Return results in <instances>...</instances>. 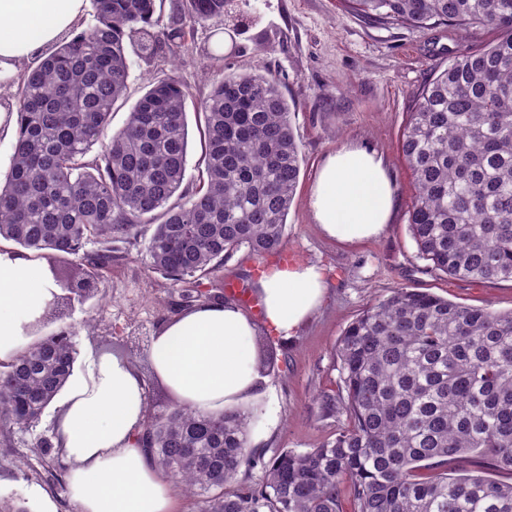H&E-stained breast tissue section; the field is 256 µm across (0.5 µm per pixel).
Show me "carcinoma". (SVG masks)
I'll return each mask as SVG.
<instances>
[{"instance_id":"carcinoma-1","label":"carcinoma","mask_w":512,"mask_h":512,"mask_svg":"<svg viewBox=\"0 0 512 512\" xmlns=\"http://www.w3.org/2000/svg\"><path fill=\"white\" fill-rule=\"evenodd\" d=\"M228 2L184 0L165 24L164 0H92L95 25L21 77L0 239L46 259L65 303L97 293L112 244L141 224L154 225L152 269L175 286L194 279L197 302L212 299L202 280L237 252H279L303 157L275 76L230 72L214 55L222 77L196 112L204 169L182 203H170L186 176L190 93L180 77L153 84L111 131L128 52L179 48ZM343 2L372 22L497 33L424 86L401 151L419 257L455 279L512 281V0ZM93 241L101 249L90 255ZM337 356L345 395L325 405L349 426L334 440L266 461L249 447L253 412L174 403L143 422L153 463L199 497V512H340L344 487L352 512H512V483L448 471L471 454L512 471V311L396 288L350 323ZM75 361L60 328L0 364L1 444L39 419ZM257 464L259 486L234 488Z\"/></svg>"}]
</instances>
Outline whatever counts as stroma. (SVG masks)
Here are the masks:
<instances>
[{
    "instance_id": "1",
    "label": "stroma",
    "mask_w": 512,
    "mask_h": 512,
    "mask_svg": "<svg viewBox=\"0 0 512 512\" xmlns=\"http://www.w3.org/2000/svg\"><path fill=\"white\" fill-rule=\"evenodd\" d=\"M495 37L482 27L440 25L420 31L366 21L341 0H230L223 17L196 26L184 47L146 61L132 58L126 99L112 116L120 129L143 94L166 74L187 85L186 111L195 114L216 74L210 55L222 53L238 72L263 69L280 81L303 156L289 210L282 250L318 265L327 295L293 339L270 336L277 369L265 376L249 439L266 456L288 448L304 451L332 441L349 425L345 414L325 412L324 397H340L337 346L363 310L396 288L427 291L453 302L498 312L512 310V282H471L432 271L419 258L408 226L414 197L410 170L399 149L409 112L434 74L461 52ZM345 143L380 153L398 199L392 224L374 239L342 242L325 237L307 201L325 156ZM154 227L143 224L127 244L112 247V265L97 294L73 303L45 333L67 327L78 356L113 349L125 354L146 379V407L160 413L172 396L152 374L147 351L162 322L182 302L181 287L150 266L146 245ZM53 410L32 427L13 429L0 446V499L24 502L39 512L42 498L57 512H77L68 493L67 471L43 456L39 439L49 437Z\"/></svg>"
}]
</instances>
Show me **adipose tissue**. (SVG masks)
Listing matches in <instances>:
<instances>
[{
    "mask_svg": "<svg viewBox=\"0 0 512 512\" xmlns=\"http://www.w3.org/2000/svg\"><path fill=\"white\" fill-rule=\"evenodd\" d=\"M88 0H0V83L16 79L37 50L56 44ZM398 202L378 152L352 143L324 159L308 199L316 224L343 241L379 236ZM316 266L293 262L258 283L266 324L285 336L322 303ZM60 290L45 260L0 249V363H10ZM256 323L233 301L198 303L153 336L147 359L177 403L214 415L260 398ZM52 442L69 464L68 490L79 512H176L175 489L141 443L144 380L119 353L87 360L54 399Z\"/></svg>",
    "mask_w": 512,
    "mask_h": 512,
    "instance_id": "obj_1",
    "label": "adipose tissue"
}]
</instances>
